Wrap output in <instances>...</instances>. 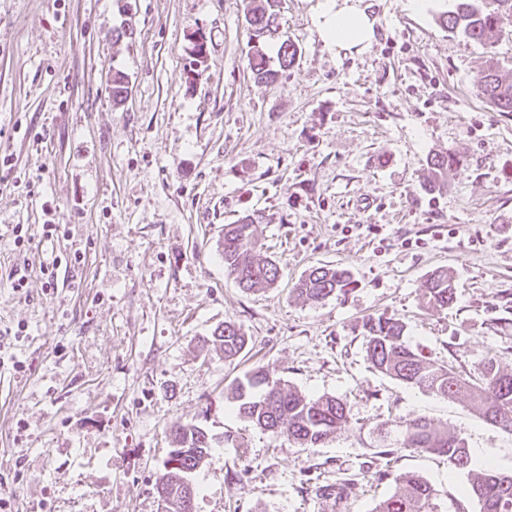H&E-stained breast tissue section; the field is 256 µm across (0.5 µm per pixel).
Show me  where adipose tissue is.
<instances>
[{"label": "adipose tissue", "instance_id": "1", "mask_svg": "<svg viewBox=\"0 0 512 512\" xmlns=\"http://www.w3.org/2000/svg\"><path fill=\"white\" fill-rule=\"evenodd\" d=\"M374 24L362 0H323L316 26L324 45L349 50L372 44Z\"/></svg>", "mask_w": 512, "mask_h": 512}]
</instances>
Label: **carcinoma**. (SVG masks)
Returning a JSON list of instances; mask_svg holds the SVG:
<instances>
[{
    "label": "carcinoma",
    "instance_id": "cac0c4a2",
    "mask_svg": "<svg viewBox=\"0 0 512 512\" xmlns=\"http://www.w3.org/2000/svg\"><path fill=\"white\" fill-rule=\"evenodd\" d=\"M249 25L248 62L258 82H274L294 63L298 48L288 39L278 47V68L269 67L268 40L279 36V0H244ZM512 20V0H454L437 22L451 33L460 32L469 40L483 44L506 21ZM477 94L500 112H512V74L491 60L475 79ZM112 103L119 106L129 94V77L112 69ZM459 161L448 154L430 158L429 188L442 191ZM224 268L245 291L269 288L278 281L280 268L259 246L258 224L244 215L224 225L221 241ZM350 285L347 269L323 265L312 268L299 282L296 292L311 304H319ZM455 297L452 276L437 270L427 279L423 300L435 309H446ZM405 323L394 317H370L364 323V344L370 363L377 371L404 384L443 399H467L484 420L512 434V371L502 369L490 356L477 359L479 380L469 381L453 367L428 361L404 340ZM224 357L241 354L249 337L233 323H224L214 333ZM238 413L256 426L285 434L304 448H313L348 421L346 403L334 396L308 398L295 388L255 368L237 381L234 388ZM174 448H203L211 452L213 436L196 425L176 424L170 430ZM400 447L444 458L448 468L466 474L460 494L477 501L479 512H512V474L497 472L493 466L472 468L464 438L446 426L418 417L407 423ZM374 512H441L437 493L422 476L407 474L400 487L382 499Z\"/></svg>",
    "mask_w": 512,
    "mask_h": 512
}]
</instances>
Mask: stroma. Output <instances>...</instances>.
<instances>
[{
	"mask_svg": "<svg viewBox=\"0 0 512 512\" xmlns=\"http://www.w3.org/2000/svg\"><path fill=\"white\" fill-rule=\"evenodd\" d=\"M321 2L282 0L299 52L260 83L243 0H0V512H158L176 423L220 440L195 512H372L408 473L448 506L465 474L384 451L420 416L512 472L511 434L376 371L362 336L394 316L463 378L480 355L512 370V112L474 90L488 59L512 71V25L480 45L437 24L450 0H365L374 41L339 52L319 37ZM448 151L460 165L432 192L427 161ZM247 214L280 268L257 292L221 255ZM321 265L353 283L306 304L295 288ZM439 268L456 288L445 310L421 298ZM227 322L251 339L231 360L209 341ZM258 365L344 400L347 424L304 448L243 419L233 388ZM341 483L343 497L318 493Z\"/></svg>",
	"mask_w": 512,
	"mask_h": 512,
	"instance_id": "obj_1",
	"label": "stroma"
}]
</instances>
